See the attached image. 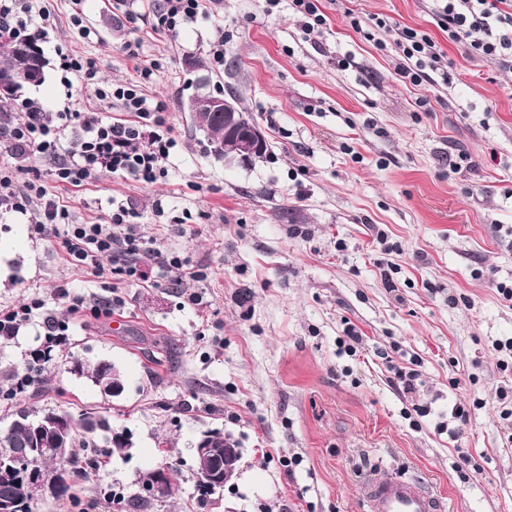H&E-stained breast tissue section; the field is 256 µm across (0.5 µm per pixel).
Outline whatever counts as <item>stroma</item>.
Returning <instances> with one entry per match:
<instances>
[{
  "instance_id": "obj_1",
  "label": "stroma",
  "mask_w": 512,
  "mask_h": 512,
  "mask_svg": "<svg viewBox=\"0 0 512 512\" xmlns=\"http://www.w3.org/2000/svg\"><path fill=\"white\" fill-rule=\"evenodd\" d=\"M157 2L41 0L54 18L40 43L44 80L6 102L118 118L112 100L66 96L59 50L95 61L107 90L158 61L144 90L169 106L165 177L103 175L75 188L43 162L40 182L74 224L107 223L109 198L129 202L145 236L202 273L181 284L152 267L142 282L99 278L0 206V306L39 297L70 323L40 384L11 399L14 371L45 338L30 325L0 340V428L23 408L65 409L95 413L133 441L118 455L98 432L96 467L33 512H130L138 476L165 462L172 495L139 512H361L359 485L380 468L419 478L445 512H512V442L500 417L512 365L500 368L495 349L512 338V300L492 286L512 281V68L450 42L434 0H322L320 32L304 31L284 5L268 17L262 0H209L207 17L175 39L152 27ZM370 16L393 23L380 34L387 45L399 26L430 34L451 82L437 72L417 86L399 81L392 51L350 24ZM133 39L136 59L122 50ZM219 41L218 68L209 51ZM223 89L266 136V153L244 166L215 158L187 110L193 94ZM462 150L472 168L456 173ZM59 285L122 304L109 317L73 314ZM193 292L200 304L188 301ZM349 326L363 338L353 356L339 345ZM74 355L118 366L123 393L74 374ZM391 360L415 366L414 391L388 371ZM457 403L469 421L453 439L440 427ZM417 406L428 414L414 421ZM211 429L241 456L202 502L191 445ZM294 457L299 465L285 467Z\"/></svg>"
}]
</instances>
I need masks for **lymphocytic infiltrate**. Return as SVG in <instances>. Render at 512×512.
<instances>
[{
	"instance_id": "1",
	"label": "lymphocytic infiltrate",
	"mask_w": 512,
	"mask_h": 512,
	"mask_svg": "<svg viewBox=\"0 0 512 512\" xmlns=\"http://www.w3.org/2000/svg\"><path fill=\"white\" fill-rule=\"evenodd\" d=\"M204 14L202 0H161L154 27L178 35ZM0 20L11 21L25 37L45 38L52 26L46 10L35 9L32 0H0ZM438 25L450 41L462 44L476 56L512 67V0H447L438 13ZM394 71L400 81L419 85L428 71L441 68L443 53L427 33L405 27L396 40ZM99 98L118 101L134 119L125 123L106 120L97 112H61L50 116L36 101L25 99L8 128L13 148L27 155L55 159L53 175L58 182L79 187L95 174H127L152 183L164 176L162 159L174 141L167 122L165 101L144 93L140 83L112 90L97 89ZM78 124V147L66 152L61 138L70 124ZM20 213H29L32 233L58 237L68 262L90 269L97 276L118 270L130 280L144 279L138 260H159L177 278H197L190 263L168 258L153 239L136 230L131 207L112 206L107 224H71L66 206L47 198L35 182L17 181L13 171L0 170V202ZM38 323L47 341L63 343L69 331L66 320L45 307L42 299L0 307V338L18 336L21 328Z\"/></svg>"
}]
</instances>
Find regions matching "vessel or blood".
Masks as SVG:
<instances>
[{"mask_svg": "<svg viewBox=\"0 0 512 512\" xmlns=\"http://www.w3.org/2000/svg\"><path fill=\"white\" fill-rule=\"evenodd\" d=\"M367 512H442V504L420 482L399 480L385 473L371 475L361 490Z\"/></svg>", "mask_w": 512, "mask_h": 512, "instance_id": "obj_1", "label": "vessel or blood"}]
</instances>
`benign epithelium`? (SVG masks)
<instances>
[{
    "mask_svg": "<svg viewBox=\"0 0 512 512\" xmlns=\"http://www.w3.org/2000/svg\"><path fill=\"white\" fill-rule=\"evenodd\" d=\"M196 112H216L224 122V141L221 153L227 165H246L254 155L264 149L267 144L265 134L260 126L244 121L230 99H214L198 97L191 105ZM68 416L60 413H49L35 425V440L32 447L24 449L0 448V466L4 469L19 470L26 474L29 493L32 499L38 500L45 496L48 479L33 466L32 461L44 448H53L59 455H64L65 438L70 429ZM224 447V469H229L235 462L237 448L225 441L223 432L212 430L202 434L193 443L194 453L199 456L213 457L216 449ZM169 479V470L164 466L152 469L147 476L139 481V488L148 495L158 494Z\"/></svg>",
    "mask_w": 512,
    "mask_h": 512,
    "instance_id": "benign-epithelium-1",
    "label": "benign epithelium"
}]
</instances>
